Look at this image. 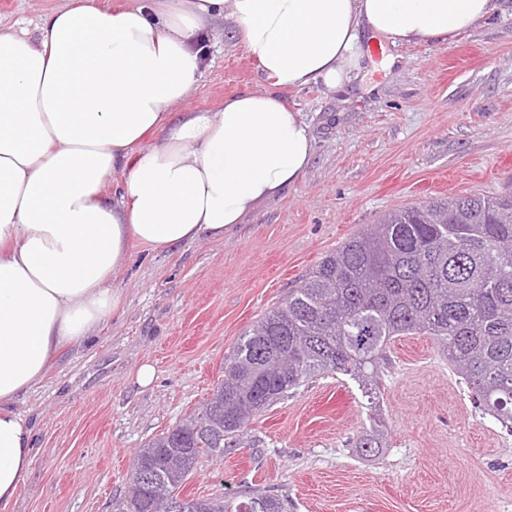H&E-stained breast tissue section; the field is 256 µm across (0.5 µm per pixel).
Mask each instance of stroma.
<instances>
[{"label":"stroma","instance_id":"stroma-1","mask_svg":"<svg viewBox=\"0 0 512 512\" xmlns=\"http://www.w3.org/2000/svg\"><path fill=\"white\" fill-rule=\"evenodd\" d=\"M68 2L0 0V24L33 33ZM204 48L186 108L268 89L231 18ZM391 53L393 67L367 65L347 91L281 90L314 152L280 197L223 239L132 247L96 340L66 345L16 404L35 459L12 512H127L135 452L203 406L241 335L324 255L407 204L512 194V12ZM145 363L155 379L142 386ZM373 411L388 445L365 456L355 443ZM249 487L277 492L288 512H512V433L475 408L432 338L397 336L376 407L349 377L314 379L259 413L231 453L202 460L183 493Z\"/></svg>","mask_w":512,"mask_h":512}]
</instances>
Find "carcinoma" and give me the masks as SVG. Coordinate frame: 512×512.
<instances>
[{
    "instance_id": "obj_1",
    "label": "carcinoma",
    "mask_w": 512,
    "mask_h": 512,
    "mask_svg": "<svg viewBox=\"0 0 512 512\" xmlns=\"http://www.w3.org/2000/svg\"><path fill=\"white\" fill-rule=\"evenodd\" d=\"M439 344L476 407L512 432V195L453 196L395 209L322 260L240 338L205 405L139 449L128 512H286L253 489L204 500L181 495L200 459L235 448L254 417L325 373L380 390L391 339ZM384 424L356 448L383 447Z\"/></svg>"
}]
</instances>
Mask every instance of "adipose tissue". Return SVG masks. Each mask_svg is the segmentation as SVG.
Listing matches in <instances>:
<instances>
[{
    "label": "adipose tissue",
    "mask_w": 512,
    "mask_h": 512,
    "mask_svg": "<svg viewBox=\"0 0 512 512\" xmlns=\"http://www.w3.org/2000/svg\"><path fill=\"white\" fill-rule=\"evenodd\" d=\"M512 0H94L37 35L0 26V512L33 460L17 401L117 308L136 240L154 251L225 232L292 186L314 139L281 88L341 89L371 51L492 23ZM230 16L270 90L182 109L200 37ZM123 172L118 200L102 187Z\"/></svg>",
    "instance_id": "obj_1"
}]
</instances>
